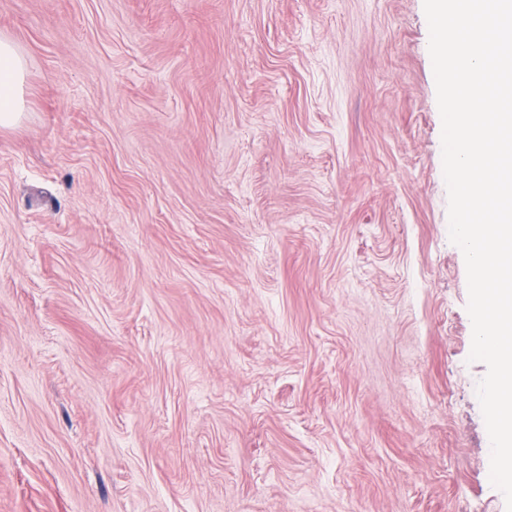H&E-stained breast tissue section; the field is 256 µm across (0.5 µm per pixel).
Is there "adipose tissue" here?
<instances>
[{
	"label": "adipose tissue",
	"instance_id": "1",
	"mask_svg": "<svg viewBox=\"0 0 512 512\" xmlns=\"http://www.w3.org/2000/svg\"><path fill=\"white\" fill-rule=\"evenodd\" d=\"M27 61L20 47L0 36V129L17 126L25 110Z\"/></svg>",
	"mask_w": 512,
	"mask_h": 512
}]
</instances>
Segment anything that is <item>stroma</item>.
Wrapping results in <instances>:
<instances>
[{
  "label": "stroma",
  "instance_id": "obj_1",
  "mask_svg": "<svg viewBox=\"0 0 512 512\" xmlns=\"http://www.w3.org/2000/svg\"><path fill=\"white\" fill-rule=\"evenodd\" d=\"M0 512H506L423 0H0ZM27 61L20 47L0 36V129L17 126L25 110Z\"/></svg>",
  "mask_w": 512,
  "mask_h": 512
}]
</instances>
